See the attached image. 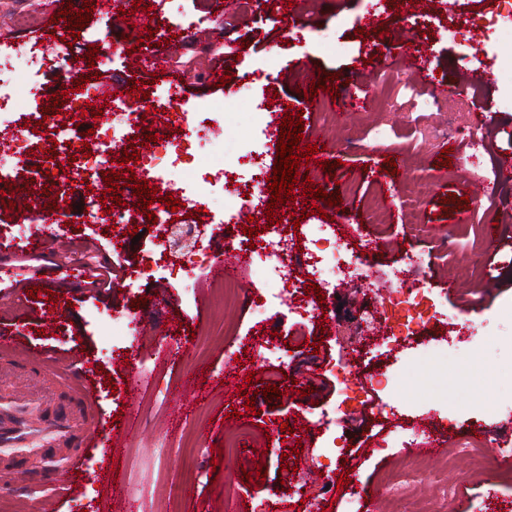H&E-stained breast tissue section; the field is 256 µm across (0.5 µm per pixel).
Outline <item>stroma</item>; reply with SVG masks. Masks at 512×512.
I'll return each instance as SVG.
<instances>
[{
  "label": "stroma",
  "mask_w": 512,
  "mask_h": 512,
  "mask_svg": "<svg viewBox=\"0 0 512 512\" xmlns=\"http://www.w3.org/2000/svg\"><path fill=\"white\" fill-rule=\"evenodd\" d=\"M133 13L94 15L73 45L61 42L51 16L65 5L81 9L83 0H14L0 10V52L35 47L31 63L34 97H11L7 116L24 124L31 113L45 111L60 89H73L80 73L71 60L98 45L104 61L110 42L128 34L141 38L139 25L152 14L151 29L182 23L170 43L148 40L147 51L124 56L120 79L112 92L145 91L146 80H178L191 103L218 102L224 116L215 122L214 145L203 157L220 167L257 137L258 105L300 113L305 139L319 140L332 170L310 169L314 186L341 196L337 206L308 221L333 218L336 225L357 230L363 245L361 279L347 281L325 298L332 313L309 318L281 312L261 320L248 308L220 312L208 268L195 270L196 285L185 290L166 261L149 264L133 287L97 292L90 279L65 274L81 258L87 243L98 246L96 260L111 263L112 279L124 281L132 264L159 251L147 225L137 235L123 226L85 223L81 207L88 198L70 180L48 176L43 169L46 144L54 140L52 120H45L23 156L32 170L17 179L14 205L0 211V247H8L21 274L0 271V331L18 346L47 349L51 355L40 379L52 382L56 411L71 410L70 390L54 375L57 356L80 353L98 371L93 380L98 420L91 428V448L78 469L43 468L34 494L17 485L0 487V512H40L47 493L63 492L61 512H103L113 483H121L128 512H253L264 499L269 512H402L403 504L388 492L410 467L408 455L390 442L378 417L357 405L338 415L337 449L321 455L322 468L307 473L308 456L319 452L323 437L314 422L324 408L337 405L342 387L325 366L342 359L347 338L364 312L383 310L385 293L369 292L383 270L403 266L417 255L425 263L424 281L439 295L447 322L431 321L426 333L447 337L442 347L403 343L388 349L383 337L364 343L374 356L373 368L393 374L389 401L399 413L425 416L423 440L443 448L461 447L468 434L494 428L512 440V348L481 345L484 335H512V223L490 257H478L472 238L455 232V223L484 224L483 213L512 214V179L499 177L503 160L512 159V34L500 31L496 0H293L294 14L283 20L275 4L255 0H143ZM27 19L14 25L12 13ZM56 37L46 50V37ZM379 62L368 70V59ZM229 72L224 87L208 79ZM335 76L339 99L305 90ZM489 116L483 127L473 117ZM461 143V152L441 163L445 146ZM390 178L395 189L387 199L384 223L370 224L366 214L378 199V178ZM57 203L68 226H45L52 250L31 255L28 238L19 232L31 211ZM121 254H113V247ZM481 286L478 302L464 308L469 288ZM43 287L59 293L54 323L43 313L53 303L28 297ZM140 300L141 336L135 353L119 347L113 322L131 313ZM306 331L303 348L292 351L277 382L279 398L264 397V383H248L263 371L255 347L266 340L287 343ZM480 350L482 365L468 371L469 351ZM236 370L226 373V363ZM323 368L321 382L308 387L311 369ZM254 409H247V399ZM290 431H283L282 423ZM240 425L258 428L263 444H246L235 454L224 452V434ZM438 453L422 456L419 474L408 483L407 496L431 500L435 512H512V485L496 489L460 483L440 498L431 477L441 466ZM353 479H346L347 471ZM328 482L326 494L301 489L303 479Z\"/></svg>",
  "instance_id": "stroma-1"
}]
</instances>
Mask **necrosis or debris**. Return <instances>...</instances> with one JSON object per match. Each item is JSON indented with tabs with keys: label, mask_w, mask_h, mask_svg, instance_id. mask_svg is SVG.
<instances>
[{
	"label": "necrosis or debris",
	"mask_w": 512,
	"mask_h": 512,
	"mask_svg": "<svg viewBox=\"0 0 512 512\" xmlns=\"http://www.w3.org/2000/svg\"><path fill=\"white\" fill-rule=\"evenodd\" d=\"M110 112L107 122L96 136L95 151L98 169L106 170L136 132L141 117L139 108L125 97L108 100ZM150 110L172 115L173 136L167 141L164 153L151 156L136 173L139 180L156 187L159 194H172L181 199L183 208L174 212L162 202L154 203L151 212L115 209L111 221L115 224H141L148 215H155L158 233L166 235L177 231L191 240L192 247L174 259L180 275L205 264L208 253L201 243L200 223L227 225L224 247L227 252L241 255L259 286L253 294L241 295L233 282L224 284V305L228 308L247 304L255 314L274 308L303 309L309 316L323 314L314 298L308 297L298 271H305L323 290H336L346 279L362 275L361 261L350 239L337 235L331 224H305L293 229L289 224H277L265 230L256 239H249L233 228L248 201L243 190L229 189V178L238 168L250 166L262 170L253 152L238 155L234 163L214 170L202 163L200 150L213 144L209 116L221 113L216 104L192 105L173 84L158 86L149 100ZM419 256H411L404 266L389 269L385 274L389 290L387 300L388 328L385 340L398 343L418 332L419 327L433 316L435 302L423 286Z\"/></svg>",
	"instance_id": "necrosis-or-debris-1"
}]
</instances>
